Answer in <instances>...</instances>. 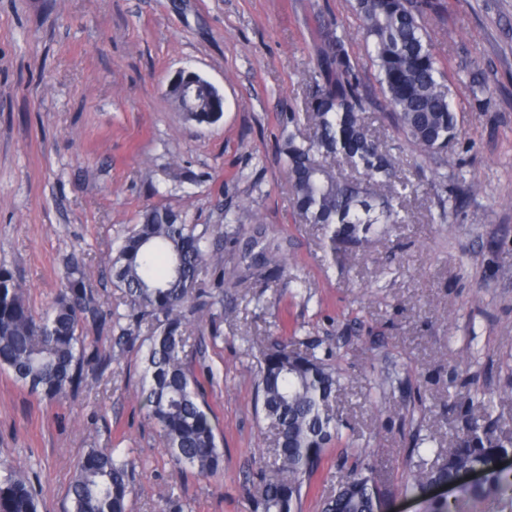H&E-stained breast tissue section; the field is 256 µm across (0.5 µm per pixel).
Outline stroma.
<instances>
[{
  "instance_id": "stroma-1",
  "label": "stroma",
  "mask_w": 512,
  "mask_h": 512,
  "mask_svg": "<svg viewBox=\"0 0 512 512\" xmlns=\"http://www.w3.org/2000/svg\"><path fill=\"white\" fill-rule=\"evenodd\" d=\"M320 19L359 27L348 0H0V266L40 315L78 259L112 313L111 331L83 333L95 359L82 390L50 403L0 370V458L30 474L39 512H69L79 459L105 447L133 462L129 512H159L170 491L184 512H251L270 445L254 375L288 327L344 377L345 436L302 512H320L344 455L388 488L385 512H426L427 498L460 491L401 493L416 440L448 442L479 413L482 390L502 393L494 415L512 426V0H440L428 13L458 134L422 160L384 128L398 176L415 188L405 223L352 252L296 223L278 157L288 117L308 101ZM470 61L486 73L479 95L459 75ZM183 68L223 94L218 123L186 122L169 100ZM152 207L186 213L216 257L199 279L205 306L187 325L184 358L216 418L220 478L175 470L139 399L152 325L129 318L110 267L117 238ZM229 208L242 209L240 223L225 224ZM257 220L287 270L226 278Z\"/></svg>"
}]
</instances>
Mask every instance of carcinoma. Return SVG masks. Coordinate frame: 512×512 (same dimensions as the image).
<instances>
[{
  "instance_id": "1",
  "label": "carcinoma",
  "mask_w": 512,
  "mask_h": 512,
  "mask_svg": "<svg viewBox=\"0 0 512 512\" xmlns=\"http://www.w3.org/2000/svg\"><path fill=\"white\" fill-rule=\"evenodd\" d=\"M351 7L376 71L383 118L421 156L444 152L456 137L458 120L447 72L424 23L433 0H352ZM316 35L319 77L305 108L311 132L288 134L279 153L300 222L322 225L334 251L364 248L372 237L386 233L387 225L403 223L394 201L410 182L397 180L391 148L372 128L352 34L323 23ZM186 80L181 76L168 91L184 119L197 125L218 123L224 101L201 93L192 105L185 104L179 87ZM212 257L206 233L196 232L179 214L151 208L120 239L111 259L113 280L129 305L156 323L145 339L143 408L174 466L207 477L223 472L224 449L202 386L182 353L185 307ZM286 265L279 244L257 223L228 276L241 267L262 275ZM87 324L110 328L112 313L102 310L78 266H72L65 287L38 317L13 273L0 267V369L31 392L52 400L82 386ZM255 384L256 403L275 441L268 449L271 475L253 512H299L327 449L343 438L344 424L336 413L340 377L311 346L301 351L281 336L262 353ZM497 399L494 393L483 394L485 414L468 419L466 432L448 448L431 438L416 443L413 453L420 470L403 484V491L456 484L463 473L479 470L482 482L465 492L490 503L488 512H512V475L497 467L499 457L512 452V429L499 430L491 422ZM132 491L130 461L119 449L92 448L79 462L70 487L71 512H127ZM384 507V491L372 467L357 461L322 501V512H383ZM0 512H38L28 477L5 460H0ZM427 512H462V507L457 500L432 498Z\"/></svg>"
}]
</instances>
